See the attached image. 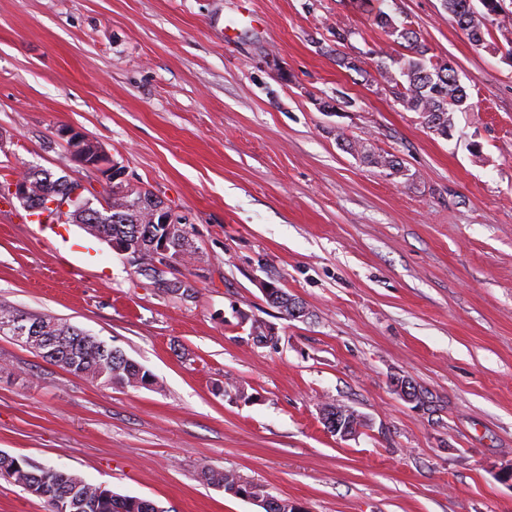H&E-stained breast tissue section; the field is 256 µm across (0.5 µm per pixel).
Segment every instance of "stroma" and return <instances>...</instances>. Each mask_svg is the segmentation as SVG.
<instances>
[{
    "instance_id": "obj_1",
    "label": "stroma",
    "mask_w": 512,
    "mask_h": 512,
    "mask_svg": "<svg viewBox=\"0 0 512 512\" xmlns=\"http://www.w3.org/2000/svg\"><path fill=\"white\" fill-rule=\"evenodd\" d=\"M381 8L465 84L448 138L337 65L395 50L356 0H0V182L31 167L104 197L57 136L77 128L196 250L181 299L80 225L41 230L0 198V303L158 382L105 387L0 335V453L162 512H261L206 467L302 512H512V32L477 47L443 0ZM337 27L351 37L335 46ZM267 283L305 317L272 307ZM327 402L362 415L356 437L327 432ZM202 476L209 485L223 490L226 494L244 500L253 497L267 501L269 509L265 512H302L294 502L270 495L264 486L243 478L236 471L207 469L202 472Z\"/></svg>"
}]
</instances>
